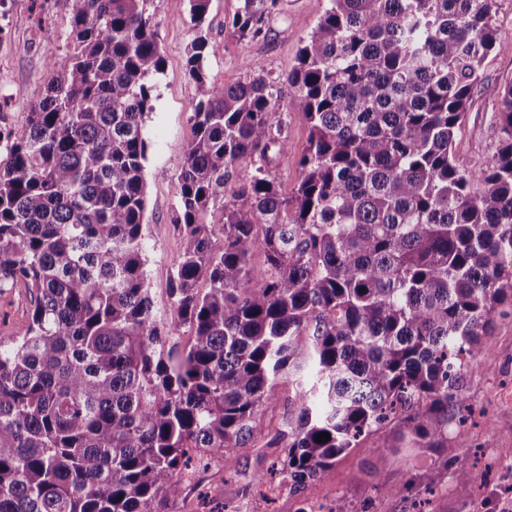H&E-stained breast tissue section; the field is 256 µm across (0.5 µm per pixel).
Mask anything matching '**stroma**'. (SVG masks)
Returning a JSON list of instances; mask_svg holds the SVG:
<instances>
[{
  "label": "stroma",
  "mask_w": 512,
  "mask_h": 512,
  "mask_svg": "<svg viewBox=\"0 0 512 512\" xmlns=\"http://www.w3.org/2000/svg\"><path fill=\"white\" fill-rule=\"evenodd\" d=\"M270 40L244 42L224 27L239 0H211V49L206 68L210 81L231 85L242 79L244 61L260 62L274 77L288 75L297 63L300 40L316 26L327 0H281ZM73 0H0V130L21 132L29 106L38 100L50 78V63L73 50ZM163 69L150 77L152 108L144 117L148 142L144 163L146 217L143 226L147 275L158 305L167 306L172 265L181 250L173 226L176 176L182 148L193 138L190 116L197 104L188 75L187 52L192 40L188 0H153ZM512 82V51L491 53L483 81L475 91L456 139L461 167L486 165L497 145L498 87ZM291 164L273 168L283 195H291L300 173L294 160L307 147L302 113L288 110ZM468 410L448 421V441L455 458L437 449L419 447L400 427H393L386 464L378 462L379 434L361 438L338 455L335 463L298 492L272 467L277 446L235 449L236 469L207 463L193 452L183 468V491L167 512H336L347 503L351 512H512V305L499 308L487 351L465 371ZM469 468L483 475L482 484L459 476Z\"/></svg>",
  "instance_id": "obj_1"
}]
</instances>
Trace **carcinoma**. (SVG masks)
Instances as JSON below:
<instances>
[{
  "mask_svg": "<svg viewBox=\"0 0 512 512\" xmlns=\"http://www.w3.org/2000/svg\"><path fill=\"white\" fill-rule=\"evenodd\" d=\"M151 2L74 0L73 52L0 159V300L20 288L28 308L0 337V512H164L187 449L232 467L287 381L277 466L295 490L394 422L454 453L463 360L512 301V83L491 161L455 151L485 59L512 49L493 0H328L288 77L246 60L230 86L206 73L211 0H189L198 102L165 312L142 235ZM240 2L225 26L267 39L279 0ZM285 107L309 130L289 196L270 172Z\"/></svg>",
  "mask_w": 512,
  "mask_h": 512,
  "instance_id": "cac0c4a2",
  "label": "carcinoma"
}]
</instances>
